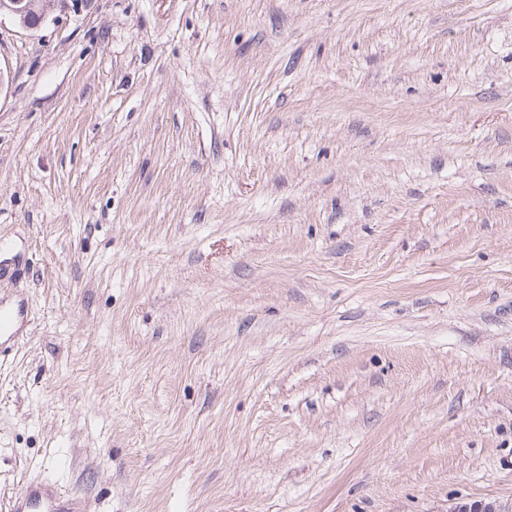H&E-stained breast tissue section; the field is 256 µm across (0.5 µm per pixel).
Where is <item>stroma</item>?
<instances>
[{
	"label": "stroma",
	"mask_w": 512,
	"mask_h": 512,
	"mask_svg": "<svg viewBox=\"0 0 512 512\" xmlns=\"http://www.w3.org/2000/svg\"><path fill=\"white\" fill-rule=\"evenodd\" d=\"M0 73V512L512 507V0H93ZM13 512H81V502L72 496L43 489L38 486H24L14 497Z\"/></svg>",
	"instance_id": "35a3bbf8"
}]
</instances>
